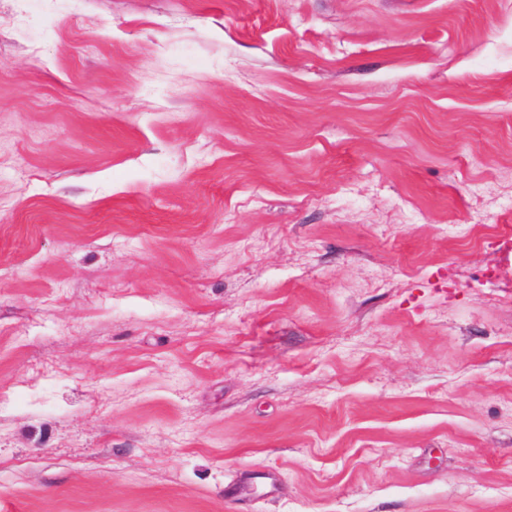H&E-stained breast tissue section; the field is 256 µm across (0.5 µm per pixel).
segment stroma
I'll list each match as a JSON object with an SVG mask.
<instances>
[{"instance_id": "stroma-1", "label": "stroma", "mask_w": 512, "mask_h": 512, "mask_svg": "<svg viewBox=\"0 0 512 512\" xmlns=\"http://www.w3.org/2000/svg\"><path fill=\"white\" fill-rule=\"evenodd\" d=\"M512 0H0V512H512Z\"/></svg>"}]
</instances>
